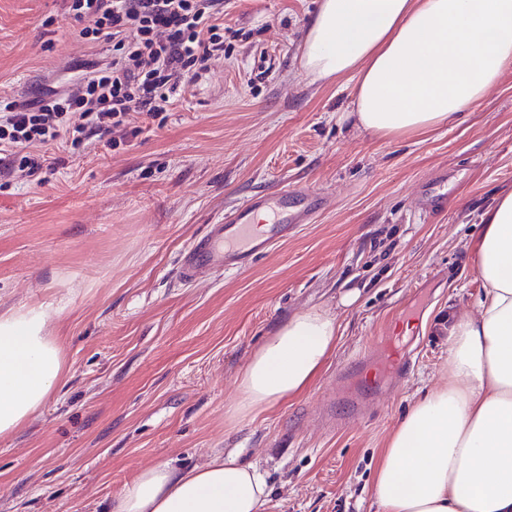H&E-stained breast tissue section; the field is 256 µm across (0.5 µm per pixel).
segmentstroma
Returning a JSON list of instances; mask_svg holds the SVG:
<instances>
[{
    "label": "stroma",
    "instance_id": "35a3bbf8",
    "mask_svg": "<svg viewBox=\"0 0 512 512\" xmlns=\"http://www.w3.org/2000/svg\"><path fill=\"white\" fill-rule=\"evenodd\" d=\"M318 0H229L232 59L178 96L164 122L132 117L133 146L58 153L41 185L0 188V313L44 305L65 371L45 404L0 437V512H101L143 469L237 453L264 473L262 512H381L379 455L440 382L439 319L483 294L472 246L482 213L512 191V71L448 126L378 136L338 122L352 77L314 83L299 57ZM63 0H0V93L35 94L92 50ZM448 175V206L420 221L422 181ZM323 191L313 223L242 270L191 282L180 256L255 190ZM358 289L350 308L341 296ZM337 313L336 349L309 387L241 415L237 381L278 324ZM411 352L401 387L360 404L379 337ZM357 412L355 425L324 427Z\"/></svg>",
    "mask_w": 512,
    "mask_h": 512
}]
</instances>
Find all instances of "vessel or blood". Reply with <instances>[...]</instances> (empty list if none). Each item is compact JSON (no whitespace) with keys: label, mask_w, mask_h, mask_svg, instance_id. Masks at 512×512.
<instances>
[{"label":"vessel or blood","mask_w":512,"mask_h":512,"mask_svg":"<svg viewBox=\"0 0 512 512\" xmlns=\"http://www.w3.org/2000/svg\"><path fill=\"white\" fill-rule=\"evenodd\" d=\"M447 176L432 178L421 189L420 215L444 207ZM328 205L327 196L307 186H283L250 195L231 214L209 225L206 233L184 255L180 272L196 280L215 268L243 269L264 256L271 245L285 240L301 224L311 223ZM265 214L262 231H254L258 214Z\"/></svg>","instance_id":"1"}]
</instances>
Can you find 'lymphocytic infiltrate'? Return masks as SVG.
Listing matches in <instances>:
<instances>
[{
	"mask_svg": "<svg viewBox=\"0 0 512 512\" xmlns=\"http://www.w3.org/2000/svg\"><path fill=\"white\" fill-rule=\"evenodd\" d=\"M97 45L63 94L0 95V179L41 184L50 150L100 143L115 151L141 132L132 113L158 118L177 91L230 56L224 0H64Z\"/></svg>",
	"mask_w": 512,
	"mask_h": 512,
	"instance_id": "obj_1",
	"label": "lymphocytic infiltrate"
}]
</instances>
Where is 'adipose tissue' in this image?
<instances>
[{
    "instance_id": "1",
    "label": "adipose tissue",
    "mask_w": 512,
    "mask_h": 512,
    "mask_svg": "<svg viewBox=\"0 0 512 512\" xmlns=\"http://www.w3.org/2000/svg\"><path fill=\"white\" fill-rule=\"evenodd\" d=\"M314 82L353 75L349 117L375 134L450 124L512 70V0H320L300 47ZM483 295L449 312L439 385L402 420L374 484L383 512H512V192L481 217L473 246ZM43 308L0 314V435L46 401L64 354ZM325 309L294 313L255 353L238 413L267 411L303 392L336 348ZM264 476L234 454L188 470H142L107 512H261Z\"/></svg>"
}]
</instances>
